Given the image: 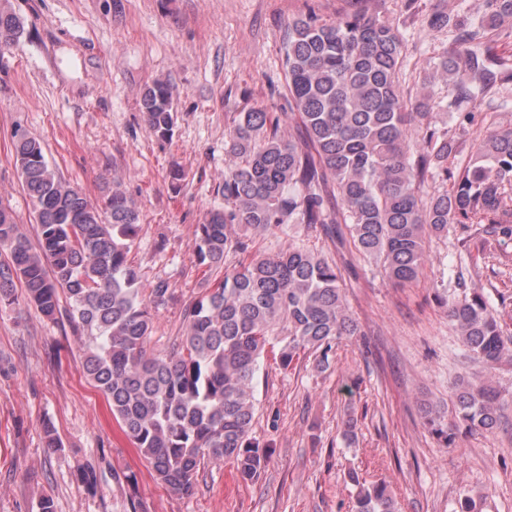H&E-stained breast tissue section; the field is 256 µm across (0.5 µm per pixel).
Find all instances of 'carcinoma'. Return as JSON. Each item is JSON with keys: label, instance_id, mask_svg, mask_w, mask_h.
<instances>
[{"label": "carcinoma", "instance_id": "cac0c4a2", "mask_svg": "<svg viewBox=\"0 0 512 512\" xmlns=\"http://www.w3.org/2000/svg\"><path fill=\"white\" fill-rule=\"evenodd\" d=\"M476 24L446 15L434 28L453 26L465 47L466 80H454L455 55L436 74L448 77L452 105L464 121L493 88L512 82V55L497 51L512 16V0H490ZM19 18L0 7V44H17ZM405 38L399 26L363 11L332 23L308 13L288 25L284 69L288 111L240 113L224 132L236 159L224 172V208L196 225L194 253L209 271L230 253L249 250L246 236L287 233L290 224H316L331 240L354 247L402 286L417 279L426 240L450 224H485L497 239H512V126L487 132L453 191L423 195L425 182L448 181L455 140L437 127L422 99L404 96L398 73ZM174 90L147 87L141 108L164 140L175 124ZM296 131L285 135L288 117ZM15 166L38 226V245L21 232L0 201V304L18 300L16 288L44 318L57 321L60 300L83 345L82 372L112 408L119 429L172 490H194L205 460H232L243 481L255 479L268 449L251 436L254 382L273 341L283 342L279 364L288 368L306 351L329 366L332 342L354 336L357 323L345 304L344 279L319 251L294 243L271 255L254 254L205 288L184 313V326L166 354L147 346L154 317L171 291L164 280L142 288L128 260L139 211L113 190L103 203L73 187L49 164L41 141L12 135ZM448 319L469 358L487 371L512 361V336L485 296H444ZM455 416L423 403L426 424L445 446L460 432L488 431L500 422V391L486 378L458 377ZM354 512H400L381 482L361 486Z\"/></svg>", "mask_w": 512, "mask_h": 512}]
</instances>
